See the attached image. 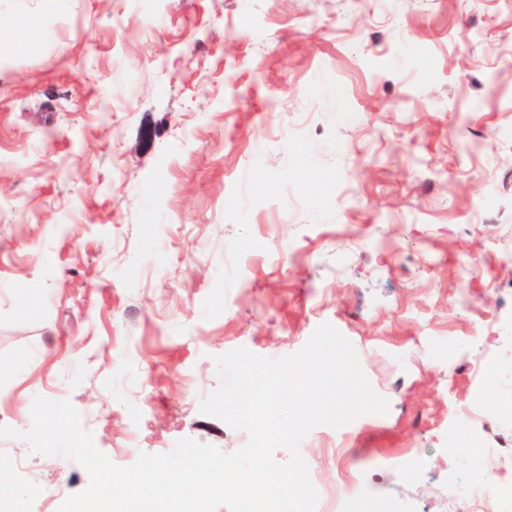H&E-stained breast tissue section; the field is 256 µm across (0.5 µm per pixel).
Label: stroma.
Here are the masks:
<instances>
[{"mask_svg":"<svg viewBox=\"0 0 512 512\" xmlns=\"http://www.w3.org/2000/svg\"><path fill=\"white\" fill-rule=\"evenodd\" d=\"M0 491L89 482L31 452L67 400L131 464L246 432L200 413L236 348L328 324L389 402L300 452L319 488L441 512L512 472V0H0ZM473 410L481 470L448 446ZM460 498H467L474 503L473 512H483V504L490 499L487 491L481 487H466V488H453L448 492L447 497V510L445 512H458L456 511V503Z\"/></svg>","mask_w":512,"mask_h":512,"instance_id":"35a3bbf8","label":"stroma"}]
</instances>
